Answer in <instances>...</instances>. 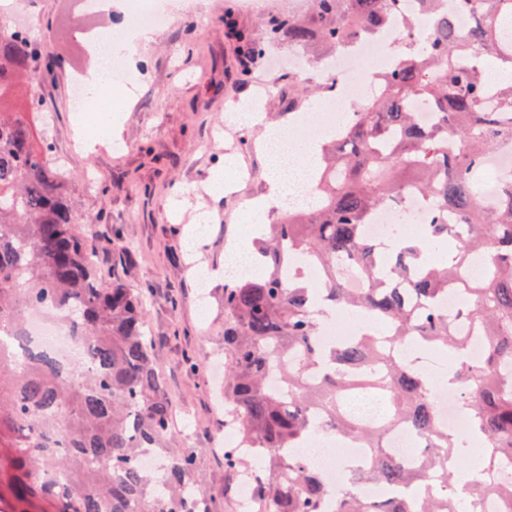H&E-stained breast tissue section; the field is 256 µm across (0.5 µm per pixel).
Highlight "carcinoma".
Returning <instances> with one entry per match:
<instances>
[{
	"label": "carcinoma",
	"instance_id": "1",
	"mask_svg": "<svg viewBox=\"0 0 512 512\" xmlns=\"http://www.w3.org/2000/svg\"><path fill=\"white\" fill-rule=\"evenodd\" d=\"M399 0H313L302 19L273 17L268 34L296 47L349 49L391 26ZM441 0H415L404 18L393 64L378 75L382 95L353 110L341 140L324 141L316 200L262 225L258 249L265 271L224 284V421L256 453L224 449V466L253 481L257 512H319L324 484L297 455L316 435L361 439L370 464L346 469L335 512H366L356 496L363 481L400 489L378 512H479L489 491L512 512V172L496 206L480 197L485 156L512 143V86L484 72V57L512 67V0H461L472 13L460 30ZM62 66L50 41L0 26V328L19 332L26 313L54 312L86 345L79 363L0 342V475L9 471L10 512H210L207 494L192 485L196 454L172 440V400L146 328L142 300L96 260L94 219L79 225L66 169L40 147L32 126L13 108L20 96L40 102L38 79ZM434 113L421 127L414 103ZM417 193L430 202L420 234L371 240L365 226L381 207L408 208ZM457 223H448V211ZM455 240L451 258L428 259ZM323 266L324 306L356 309L387 323L320 347L321 307L308 285L281 280L280 246ZM350 260L364 270L354 291L336 279ZM451 293L465 299L462 319L486 349L471 362L468 337L442 309ZM451 351V386L469 417V432L448 434L429 396L433 385L414 370L405 347ZM368 395L386 402L371 424L351 418L345 401ZM405 423L425 439L413 468L383 447L386 429ZM476 435L483 463L471 488L454 469ZM153 452L162 468L147 473L140 457ZM442 483L440 498L417 501V488Z\"/></svg>",
	"mask_w": 512,
	"mask_h": 512
}]
</instances>
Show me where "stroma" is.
<instances>
[{
  "label": "stroma",
  "instance_id": "35a3bbf8",
  "mask_svg": "<svg viewBox=\"0 0 512 512\" xmlns=\"http://www.w3.org/2000/svg\"><path fill=\"white\" fill-rule=\"evenodd\" d=\"M35 17L34 41L52 38L63 66L41 81L39 95L53 114L39 135L54 156L67 163V175L80 218L97 220L94 240L100 263L115 269L126 288L146 304V320L155 355L174 399L173 433L178 446L196 451L193 479L210 499L211 512H234L237 484L224 467V409L217 393L220 380L197 371L198 363L224 352L220 334L224 319V283L201 287L199 268L224 263V232L254 242L260 223L276 221L280 212L267 208L255 215L253 204L269 186L262 154L251 157L252 181L239 192L207 189L211 175L232 183L228 154H239L242 140L258 141L261 128L241 137H216L218 128H233L230 116L242 100L260 98L265 120L287 126L289 109L314 111V101L299 94L288 103V62L299 48L271 40L262 55L243 58L236 31L261 37L262 14L288 16V0H268L265 13L244 7L242 0H200L196 9L176 10L164 33L131 56L133 88L105 85L92 107L75 111L70 76L76 68L94 69L86 57L82 34L73 16L74 0H23ZM234 27H227L225 17ZM100 139L95 151H76V126ZM93 170L102 187L89 194L82 177ZM210 214L207 234L195 253L183 238L195 213ZM132 243L122 263L112 261L114 242Z\"/></svg>",
  "mask_w": 512,
  "mask_h": 512
}]
</instances>
